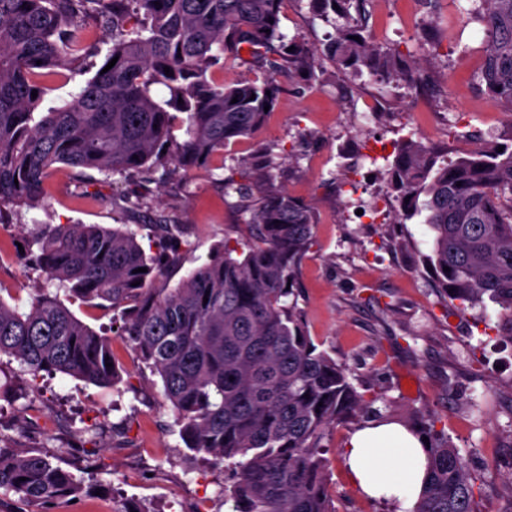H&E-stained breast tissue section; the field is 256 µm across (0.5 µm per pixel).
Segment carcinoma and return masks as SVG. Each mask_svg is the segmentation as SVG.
<instances>
[{
    "label": "carcinoma",
    "mask_w": 512,
    "mask_h": 512,
    "mask_svg": "<svg viewBox=\"0 0 512 512\" xmlns=\"http://www.w3.org/2000/svg\"><path fill=\"white\" fill-rule=\"evenodd\" d=\"M281 2L0 0V224L4 209L38 205L59 164L128 178L161 167L174 178L250 135L280 87L273 78L226 84L215 77L224 64L251 65L276 41L284 70L311 71L320 58L316 48L283 44ZM310 2L322 16L339 6L343 24L325 49L339 66L360 63L380 84L405 76L395 57L362 37L363 0ZM475 12L487 30L478 78L512 115V0H479ZM88 19L112 35L102 66L116 64L86 79L66 106L39 111L48 79L83 73L87 57L98 53ZM157 84L169 99L153 96ZM178 112L186 115L181 142L173 134ZM389 167L402 215L425 214L427 263L438 287L463 309L491 301L512 340V150L441 163L408 137ZM266 168L259 162V178L227 184L251 211L246 250L224 244L174 288L155 287L179 246L170 224L157 225L166 246L150 256L132 232L58 224L33 239L35 262L72 296L121 310L119 335L160 377L185 448L230 472V512H337L324 440L331 425L363 414L369 401L346 367L305 333L291 285L316 214L276 189ZM2 354L34 376L59 372L101 386L119 380L105 363L110 339L44 291L22 311L0 298ZM427 451L428 477L413 512H479L458 449L435 437ZM1 490L19 495L30 512L86 494L42 448L0 438Z\"/></svg>",
    "instance_id": "carcinoma-1"
}]
</instances>
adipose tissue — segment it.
<instances>
[{
	"instance_id": "obj_1",
	"label": "adipose tissue",
	"mask_w": 512,
	"mask_h": 512,
	"mask_svg": "<svg viewBox=\"0 0 512 512\" xmlns=\"http://www.w3.org/2000/svg\"><path fill=\"white\" fill-rule=\"evenodd\" d=\"M342 459L363 494L393 500L396 512H412L426 477L422 435L398 423L370 421L349 436Z\"/></svg>"
}]
</instances>
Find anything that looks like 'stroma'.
I'll list each match as a JSON object with an SVG mask.
<instances>
[{"label": "stroma", "mask_w": 512, "mask_h": 512, "mask_svg": "<svg viewBox=\"0 0 512 512\" xmlns=\"http://www.w3.org/2000/svg\"><path fill=\"white\" fill-rule=\"evenodd\" d=\"M472 0H367L370 42L393 52L414 82L385 88L321 57L310 72L287 73L270 62L227 64L224 80L272 77L281 93L264 125L231 142L182 182L154 172L141 206L123 200L120 176L87 179L62 167L47 179L45 204L13 214L0 236V299L26 308L42 288L97 332L112 311L59 289L29 262L22 247L52 224H100L135 233L146 253L158 249L156 224H173L183 242L156 282L172 288L224 243L249 239L250 214L226 183L257 158L271 165L274 184L312 206L318 222L296 271L294 288L305 330L318 350L349 370V380L379 413L434 430L467 459L480 512H512V340L494 307L459 310L437 288L423 261L431 251L420 218L393 223L399 204L385 158L409 136L447 152L490 150L512 143V116L476 80L484 26ZM287 40L325 48L335 25L315 17L309 0L281 9ZM479 128L478 141L460 135ZM375 212L371 224L350 221L351 201ZM121 382L97 386L56 373L33 377L15 358L0 356V434L20 447H46L84 482L108 495L63 498L47 512H118L137 502L143 512H226V477L184 447L175 413L158 376L121 336L112 338ZM360 419L333 425L327 483L338 512H395L392 502L357 492L340 450Z\"/></svg>", "instance_id": "obj_1"}]
</instances>
